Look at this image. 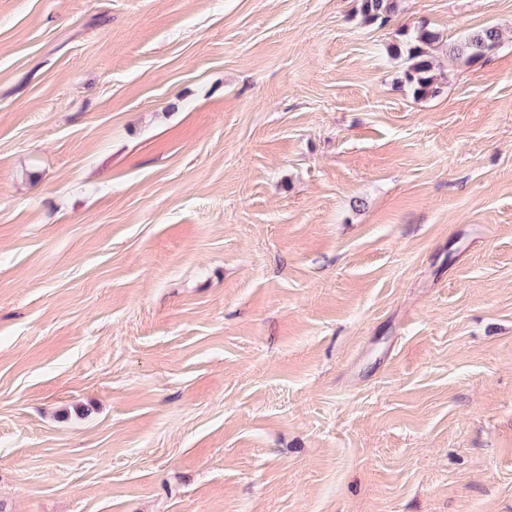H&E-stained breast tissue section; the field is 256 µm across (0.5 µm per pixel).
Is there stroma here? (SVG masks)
I'll list each match as a JSON object with an SVG mask.
<instances>
[{"instance_id": "1", "label": "stroma", "mask_w": 512, "mask_h": 512, "mask_svg": "<svg viewBox=\"0 0 512 512\" xmlns=\"http://www.w3.org/2000/svg\"><path fill=\"white\" fill-rule=\"evenodd\" d=\"M356 8L0 0V512H512V0ZM358 13L365 24H384L396 12V0H359ZM400 35L404 38L392 45L395 55L403 61L398 83L407 86L418 98L435 95L438 92L437 76L427 47L439 39V34L422 22L412 31L405 30ZM499 44V31L493 26H486L471 32L457 50L469 60H478L497 49Z\"/></svg>"}]
</instances>
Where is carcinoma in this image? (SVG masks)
Here are the masks:
<instances>
[{"label": "carcinoma", "mask_w": 512, "mask_h": 512, "mask_svg": "<svg viewBox=\"0 0 512 512\" xmlns=\"http://www.w3.org/2000/svg\"><path fill=\"white\" fill-rule=\"evenodd\" d=\"M395 12L396 0H359L358 13L366 24L382 25ZM401 36L403 39L392 45L395 55L403 61L398 83L408 87L417 98L435 95L438 92L437 76L427 47L439 39V34L423 22L410 32H401ZM499 44V31L486 26L471 32L460 43L458 52L478 60L497 49Z\"/></svg>", "instance_id": "cac0c4a2"}]
</instances>
